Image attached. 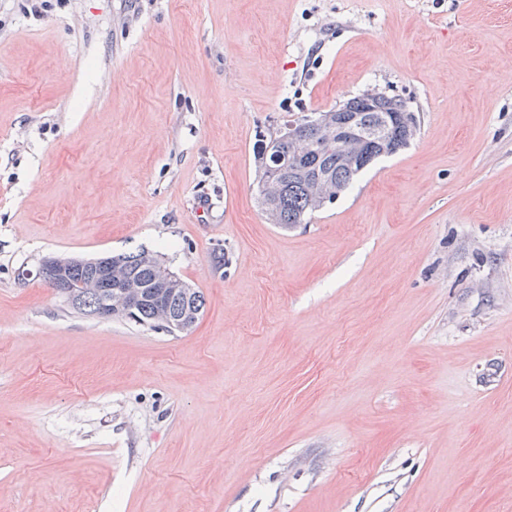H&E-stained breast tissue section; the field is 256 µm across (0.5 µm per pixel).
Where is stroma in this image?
<instances>
[{"mask_svg":"<svg viewBox=\"0 0 512 512\" xmlns=\"http://www.w3.org/2000/svg\"><path fill=\"white\" fill-rule=\"evenodd\" d=\"M31 7L0 0V512H512V0ZM373 89L409 146L267 223L260 139ZM141 246L189 331L33 275Z\"/></svg>","mask_w":512,"mask_h":512,"instance_id":"stroma-1","label":"stroma"}]
</instances>
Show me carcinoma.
I'll return each instance as SVG.
<instances>
[{"mask_svg":"<svg viewBox=\"0 0 512 512\" xmlns=\"http://www.w3.org/2000/svg\"><path fill=\"white\" fill-rule=\"evenodd\" d=\"M404 109V101L394 96L383 94L370 97L361 94L322 113L339 132L326 137L311 127H304L297 144L280 143L281 154L285 157L282 165L270 168L264 149H259L258 183L270 187V190L258 192V200L267 220L285 229L304 224L307 216L334 200L332 196L323 198L314 193L313 184L316 179L324 180L333 191L338 187L345 189L352 183L360 170L351 166L340 143L344 136L341 129L348 126L350 118H356V125L361 127L388 126V139L367 149L363 166H369L381 153L392 155L406 147L415 129L400 122L398 114ZM146 253L148 249L140 247L117 256L122 263L121 270L144 284L152 282L161 274L160 269L145 263ZM147 292L149 300L142 303L132 317L141 325L161 327L162 315L170 310L185 316V329L188 330L205 307V298L197 290L193 291L188 303L181 293H175L171 288H149ZM97 306L98 298L89 290L71 303L74 310L87 316L93 315Z\"/></svg>","mask_w":512,"mask_h":512,"instance_id":"carcinoma-1","label":"carcinoma"}]
</instances>
